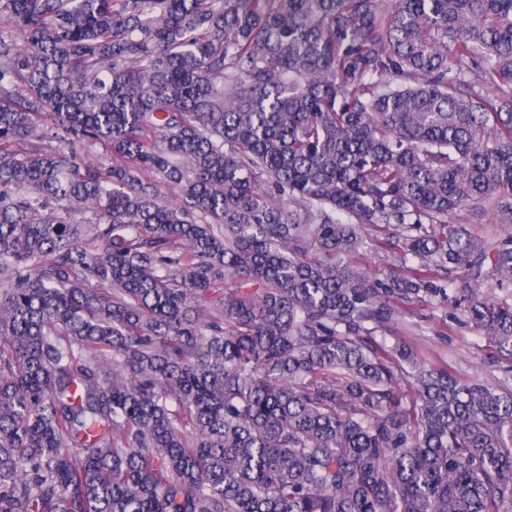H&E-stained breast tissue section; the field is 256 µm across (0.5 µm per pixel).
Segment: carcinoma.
<instances>
[{
  "instance_id": "cac0c4a2",
  "label": "carcinoma",
  "mask_w": 512,
  "mask_h": 512,
  "mask_svg": "<svg viewBox=\"0 0 512 512\" xmlns=\"http://www.w3.org/2000/svg\"><path fill=\"white\" fill-rule=\"evenodd\" d=\"M462 211L512 0H0V512H512V388L387 344L451 287L512 374ZM384 242L381 237L368 240L361 254L355 258V264L368 270L372 275H376L379 278L385 277L387 268L384 266L381 259L382 256L388 253L387 251H391L394 248Z\"/></svg>"
}]
</instances>
